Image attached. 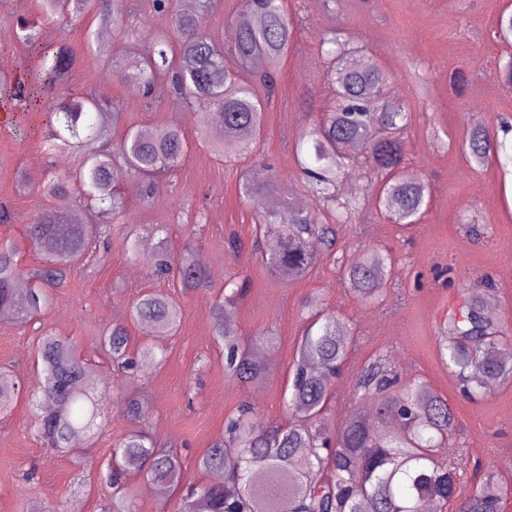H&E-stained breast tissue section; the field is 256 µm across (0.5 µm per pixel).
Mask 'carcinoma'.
<instances>
[{
	"instance_id": "carcinoma-1",
	"label": "carcinoma",
	"mask_w": 512,
	"mask_h": 512,
	"mask_svg": "<svg viewBox=\"0 0 512 512\" xmlns=\"http://www.w3.org/2000/svg\"><path fill=\"white\" fill-rule=\"evenodd\" d=\"M125 2L37 0L39 17L16 23L17 39L36 64L26 85L0 78V96L23 111L44 114L37 141L46 162L42 191L48 200L24 229L38 256L37 267L22 270L16 247L0 243V310L11 311L20 324L44 314L72 270L92 273L110 261L112 223L127 213L123 183L129 182L142 202H150L160 189V178L177 170L189 149L180 128L160 124L145 134L117 107L106 112L104 101L72 88L74 57L66 46L53 51L43 41L49 19L91 15L98 25L83 33L90 51L105 28H122ZM217 6L218 0H193L187 9L173 0H153L154 10L169 16L168 26L150 30L146 53L123 66L112 62V71L147 98L165 89L203 116L217 115L224 141L213 145V151L240 156L263 131L280 66L299 24L286 14L283 0H241L227 16L236 38L225 48L202 30L204 15ZM319 42L335 74L336 104L301 135L307 151L299 161L301 188L317 201V208L304 209L291 201L278 209L264 207L279 181L276 169L266 163L248 169L239 184L240 194L258 213L255 243L261 262L284 284L305 278L321 255L335 252L339 227L355 209L354 202L341 199L336 191L345 161L382 176L379 204L401 226L417 223L431 196L426 181L402 173L404 142L377 136L380 128L399 131L408 123L404 108L383 102L390 76L374 59L364 57L341 29L323 30ZM257 56L265 59L260 89L242 76ZM117 131L120 138L115 142ZM499 149L495 135L480 121H472L461 142L469 162L483 166L499 157ZM62 154L78 158L77 166L63 176L53 167ZM71 185L78 186L86 203L97 210L100 223L86 224L65 206ZM268 224L277 225L278 233L267 248L261 233ZM144 261L151 276L176 281L183 295L211 286L210 271L197 260L191 243L173 255L167 238H160ZM393 274L388 252L371 248L345 266L343 278L356 299L375 304ZM244 291L237 277L225 279L224 296L210 307L211 329L224 344L225 373L258 386L266 364L224 322L226 310L238 305ZM303 309L308 324L287 400L290 421L267 423L251 404H242L227 418L224 434L197 459L201 470L224 473V483L190 490L178 512H418L423 500L441 509L456 503L457 512H501L505 492L492 472L466 493L451 482L454 468L435 463V451L458 429L455 406L422 378L401 380L386 351L370 359L352 385V400L370 401L373 415L353 412L331 432L321 415L347 357L349 337L320 295L307 296ZM129 317L168 336L182 321L180 298L158 290L144 292L132 302ZM439 331L440 359L465 396L485 394L512 375V354L501 350V327L478 296L463 295L448 309ZM95 344L105 360L123 369L161 362L155 347L141 348L137 358L131 355L128 323L122 317L97 336ZM34 354L39 385L32 396L52 402L37 405L35 436L54 451L77 456L82 452L78 438L90 436L103 414L94 393L101 377L98 364L73 341L50 330L40 334ZM21 394L12 372L0 370L1 418L8 417ZM144 397L143 388L133 382L122 394L129 429L112 444L105 472L98 478L109 499L102 512H133L132 478L178 484L181 456L161 446L143 425Z\"/></svg>"
}]
</instances>
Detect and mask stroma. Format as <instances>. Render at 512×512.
<instances>
[{
  "instance_id": "1",
  "label": "stroma",
  "mask_w": 512,
  "mask_h": 512,
  "mask_svg": "<svg viewBox=\"0 0 512 512\" xmlns=\"http://www.w3.org/2000/svg\"><path fill=\"white\" fill-rule=\"evenodd\" d=\"M130 2L133 9L124 27L109 33L108 49L94 56L83 53L82 32L91 23L87 17L56 18L46 25L44 41L76 53L70 77L74 88L117 102L139 128L181 126L190 143L189 157L181 170L164 179L149 204L128 193L126 220L112 226L111 263L91 276L74 270L40 325L22 327L14 318H0V365H12L25 390L36 387L33 342L43 327L96 356V336L142 290L173 289L171 282L152 278L143 263L130 259L126 224L136 225L143 254L153 249V225H169L170 248L176 253L189 239L181 221L201 212L206 225L194 241L198 258L212 273V288L184 297L183 322L173 335H151L144 324L128 325L134 343L160 347L167 354L162 367L140 371L147 392L143 418L159 441L177 448L183 462L179 490L166 491L161 500L144 499L143 482H134L135 512H176L180 489L213 481V474L200 470L196 461L241 402H250L264 421L286 419L289 369L305 325L301 303L311 294L322 295L353 338L325 413L330 427L353 410L352 378L368 358L386 350L402 378L427 380L455 405L459 433L439 457L459 467L463 484L471 485L479 467L512 484V468L502 465L512 458V381L464 399L437 353L439 322L467 288L480 292L486 311L512 336V166L497 161L472 166L459 148L470 119H479L497 135L502 124L512 125V85L499 79L501 66L512 58V46L495 36L500 16L512 13V0H336L329 7L323 0H285L288 14L301 24L300 35L282 63L262 138L247 157L227 159L212 151L216 135L204 130L201 116L184 120L186 108L175 95L164 93L151 107L142 93L130 92L114 76L113 59L142 54L144 30L168 23L166 15L154 11L152 0ZM330 27L349 32L389 73L387 99L398 100L410 114L402 134L405 171L429 183L431 202L418 223L401 229L375 204L379 177L346 168L342 181L355 188H345L341 195L355 198L359 209L352 223L340 227L335 257L321 259L306 279L283 284L249 251L256 212L240 197L238 184L247 164L264 159L276 167L289 197L303 199L295 143L333 104L319 46L321 31ZM419 76L426 85L422 94L416 89ZM44 177L36 140L12 133L0 108V200L10 201L13 209L12 223L0 224V242L15 241L19 264L26 269L38 259L23 229L44 201ZM232 233L242 242L241 253L225 248ZM371 247L391 250L396 264L386 300L366 305L345 288L340 265ZM233 274L248 281L246 296L233 310L241 338L255 347L266 333L277 337L258 387L225 374L222 349L211 333L210 307L223 295L225 277ZM101 374L105 382L96 392L109 425L79 459L46 448L33 435L26 402H18L9 419L0 422V512H27L34 499L50 512H100L97 476L108 448L127 428L118 395L125 377L107 362Z\"/></svg>"
}]
</instances>
